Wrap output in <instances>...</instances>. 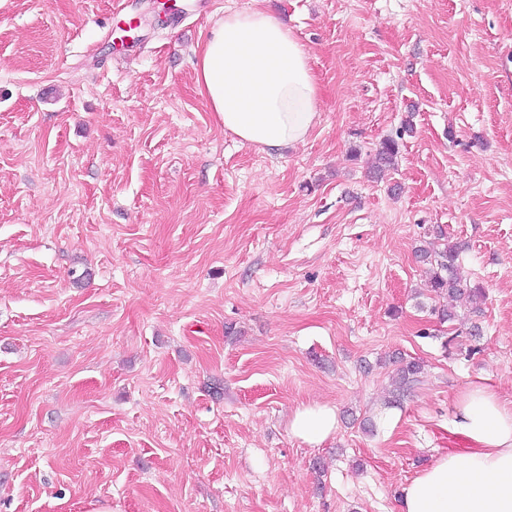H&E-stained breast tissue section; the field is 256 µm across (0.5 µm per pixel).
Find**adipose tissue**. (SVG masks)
I'll return each mask as SVG.
<instances>
[{"instance_id":"obj_1","label":"adipose tissue","mask_w":512,"mask_h":512,"mask_svg":"<svg viewBox=\"0 0 512 512\" xmlns=\"http://www.w3.org/2000/svg\"><path fill=\"white\" fill-rule=\"evenodd\" d=\"M196 84L211 112L242 143L278 151L305 141L320 91L293 33L263 10L226 14L201 46ZM338 427L334 407L296 409L291 431L317 446ZM455 427L472 446L435 458L401 488L400 512H512V403L485 383L455 401Z\"/></svg>"}]
</instances>
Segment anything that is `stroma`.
<instances>
[{"instance_id": "obj_1", "label": "stroma", "mask_w": 512, "mask_h": 512, "mask_svg": "<svg viewBox=\"0 0 512 512\" xmlns=\"http://www.w3.org/2000/svg\"><path fill=\"white\" fill-rule=\"evenodd\" d=\"M175 2L0 0V512H400L469 448V382L512 402V0ZM255 8L320 87L278 153L195 83ZM430 242L480 312L429 291ZM395 352L425 370L390 409ZM290 426L302 442L310 446L320 445L337 430L336 409L319 402L302 405L294 412Z\"/></svg>"}]
</instances>
